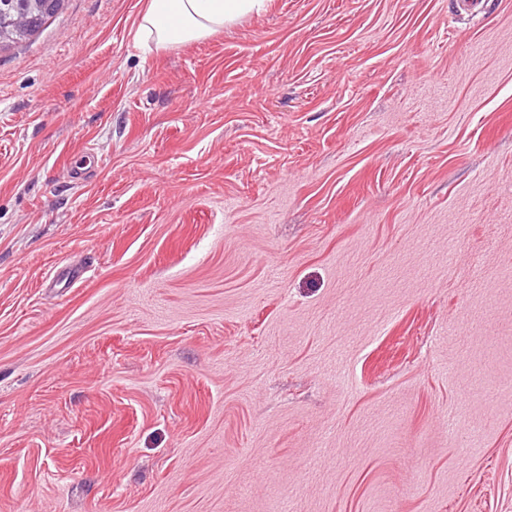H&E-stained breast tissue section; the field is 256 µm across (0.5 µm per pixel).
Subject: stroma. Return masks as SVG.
<instances>
[{
	"mask_svg": "<svg viewBox=\"0 0 512 512\" xmlns=\"http://www.w3.org/2000/svg\"><path fill=\"white\" fill-rule=\"evenodd\" d=\"M145 2L0 48V512H512V0ZM268 0H149L140 16L137 34L156 49L175 48L202 39L239 18L264 11ZM174 17L176 26L163 24Z\"/></svg>",
	"mask_w": 512,
	"mask_h": 512,
	"instance_id": "35a3bbf8",
	"label": "stroma"
}]
</instances>
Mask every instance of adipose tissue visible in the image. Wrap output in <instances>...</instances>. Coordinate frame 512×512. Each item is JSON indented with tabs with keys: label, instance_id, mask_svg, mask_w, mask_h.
<instances>
[{
	"label": "adipose tissue",
	"instance_id": "obj_1",
	"mask_svg": "<svg viewBox=\"0 0 512 512\" xmlns=\"http://www.w3.org/2000/svg\"><path fill=\"white\" fill-rule=\"evenodd\" d=\"M268 0H148L137 34L144 45L170 49L202 39L239 18L264 11Z\"/></svg>",
	"mask_w": 512,
	"mask_h": 512
}]
</instances>
